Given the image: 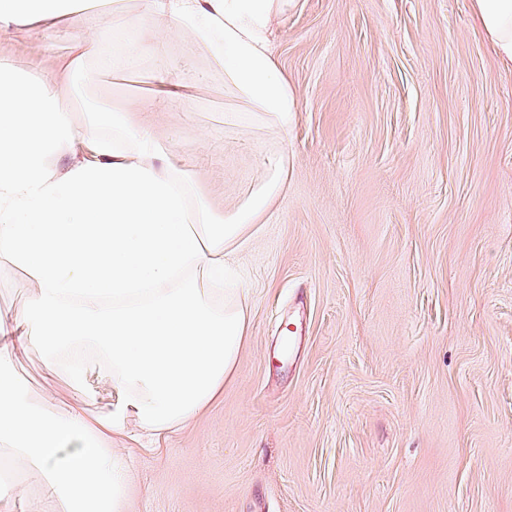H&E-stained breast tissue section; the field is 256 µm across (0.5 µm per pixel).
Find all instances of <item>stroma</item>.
Wrapping results in <instances>:
<instances>
[{"instance_id":"stroma-1","label":"stroma","mask_w":512,"mask_h":512,"mask_svg":"<svg viewBox=\"0 0 512 512\" xmlns=\"http://www.w3.org/2000/svg\"><path fill=\"white\" fill-rule=\"evenodd\" d=\"M142 0H81L98 56L64 93L72 122L149 99L158 62L118 75L112 18ZM298 110L287 134L244 135L224 78L170 45L192 103L143 114L232 212L263 170L288 189L231 264L250 336L222 397L152 449H127L130 512H512V68L470 0H296L272 25ZM71 32L0 24V67L36 79ZM0 261V314L26 303ZM28 392L69 403L38 355Z\"/></svg>"}]
</instances>
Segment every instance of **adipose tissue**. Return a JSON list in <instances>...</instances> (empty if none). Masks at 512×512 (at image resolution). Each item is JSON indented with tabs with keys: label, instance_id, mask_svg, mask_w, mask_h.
Wrapping results in <instances>:
<instances>
[{
	"label": "adipose tissue",
	"instance_id": "1",
	"mask_svg": "<svg viewBox=\"0 0 512 512\" xmlns=\"http://www.w3.org/2000/svg\"><path fill=\"white\" fill-rule=\"evenodd\" d=\"M72 0H0V23L72 32L54 80L0 70V260L28 274L34 292L0 316V451L38 470L46 491L34 512H126L131 470L115 444L186 427L221 397L250 329L229 257L257 233L287 185V168L261 174L234 211L218 212L171 148L136 113L112 118L111 135L76 131L57 89L97 50L95 20ZM294 0H143L145 25H124L116 70L150 46L192 41L224 76L240 132H287L297 104L270 50L272 21ZM472 17L512 67V0H471ZM162 17L149 39L147 22ZM67 155L65 168L55 164ZM91 344L116 403L59 412L32 399L15 371L37 353L48 372Z\"/></svg>",
	"mask_w": 512,
	"mask_h": 512
}]
</instances>
